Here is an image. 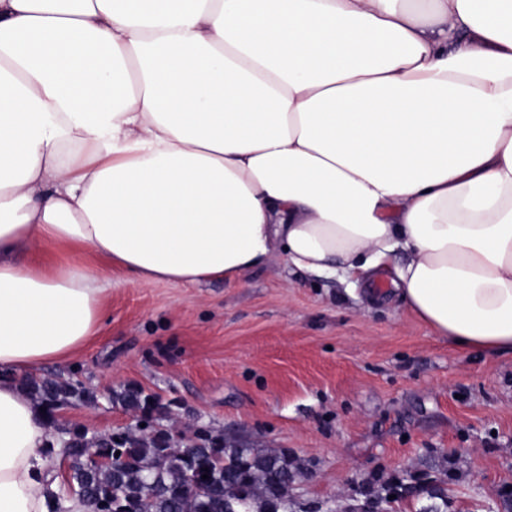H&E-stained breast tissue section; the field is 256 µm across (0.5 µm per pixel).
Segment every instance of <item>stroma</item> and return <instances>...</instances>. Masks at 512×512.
Here are the masks:
<instances>
[{
  "label": "stroma",
  "instance_id": "obj_1",
  "mask_svg": "<svg viewBox=\"0 0 512 512\" xmlns=\"http://www.w3.org/2000/svg\"><path fill=\"white\" fill-rule=\"evenodd\" d=\"M38 377L154 396L175 439L288 450L295 512H512V354L455 346L386 287L289 269L238 281L132 282L113 271L99 336ZM120 405L70 427L131 425Z\"/></svg>",
  "mask_w": 512,
  "mask_h": 512
}]
</instances>
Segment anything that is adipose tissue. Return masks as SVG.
Returning <instances> with one entry per match:
<instances>
[{"instance_id": "1", "label": "adipose tissue", "mask_w": 512, "mask_h": 512, "mask_svg": "<svg viewBox=\"0 0 512 512\" xmlns=\"http://www.w3.org/2000/svg\"><path fill=\"white\" fill-rule=\"evenodd\" d=\"M289 267L512 353V0H0V512H47L18 374L95 336L108 272Z\"/></svg>"}]
</instances>
